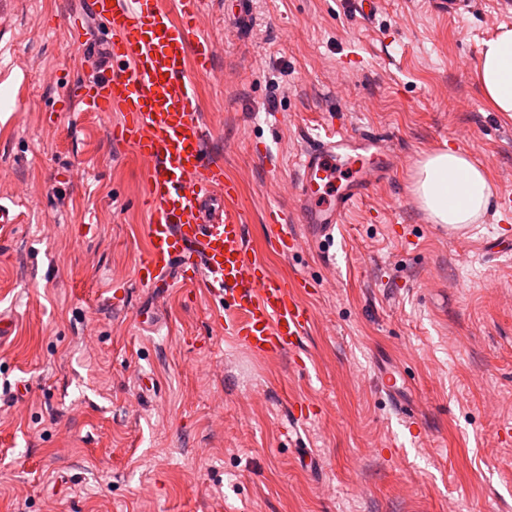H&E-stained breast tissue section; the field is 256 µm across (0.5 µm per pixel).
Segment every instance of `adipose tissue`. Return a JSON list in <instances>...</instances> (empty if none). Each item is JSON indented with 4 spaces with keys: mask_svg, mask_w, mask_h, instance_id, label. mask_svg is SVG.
Returning a JSON list of instances; mask_svg holds the SVG:
<instances>
[{
    "mask_svg": "<svg viewBox=\"0 0 512 512\" xmlns=\"http://www.w3.org/2000/svg\"><path fill=\"white\" fill-rule=\"evenodd\" d=\"M476 75L484 97L496 111L512 112V28L501 27L484 42ZM411 190L432 223L456 229L474 224L494 192L487 169L467 153L449 149L423 154Z\"/></svg>",
    "mask_w": 512,
    "mask_h": 512,
    "instance_id": "obj_1",
    "label": "adipose tissue"
}]
</instances>
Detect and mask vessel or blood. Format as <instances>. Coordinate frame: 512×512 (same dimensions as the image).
<instances>
[{
	"label": "vessel or blood",
	"mask_w": 512,
	"mask_h": 512,
	"mask_svg": "<svg viewBox=\"0 0 512 512\" xmlns=\"http://www.w3.org/2000/svg\"><path fill=\"white\" fill-rule=\"evenodd\" d=\"M207 0H90L105 28V62L81 83L86 112H120L117 137L147 165L141 197L150 214L148 248L136 270L144 287L203 288L218 303L226 337L259 357H282L298 347L313 321L311 309L287 280L272 277L244 238L245 211L238 187L206 149L198 82L210 72L213 45L200 29ZM238 29L251 24L250 0H226ZM384 141L370 132L335 129L316 136L299 160L296 197L311 241L324 244L347 214L391 168ZM270 245L298 252L287 216L270 209Z\"/></svg>",
	"instance_id": "b4317fda"
}]
</instances>
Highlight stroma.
Returning a JSON list of instances; mask_svg holds the SVG:
<instances>
[{
	"label": "stroma",
	"mask_w": 512,
	"mask_h": 512,
	"mask_svg": "<svg viewBox=\"0 0 512 512\" xmlns=\"http://www.w3.org/2000/svg\"><path fill=\"white\" fill-rule=\"evenodd\" d=\"M84 10L0 15V200L20 211L0 242L16 323L0 343V512H512V261L479 248L512 223L489 211L451 230L411 192L422 155L459 132L512 191V116L475 79L498 0L456 17L380 0L369 21L352 0H253L240 34L208 0L206 147L239 188L248 247L315 283L312 324L281 358L228 339L203 289L137 282L147 168L113 137L122 113L72 100L89 68L65 22ZM339 127L385 137L397 163L318 248L293 185L310 135ZM272 208L302 251L269 248ZM299 400L317 416L281 435Z\"/></svg>",
	"instance_id": "stroma-1"
}]
</instances>
